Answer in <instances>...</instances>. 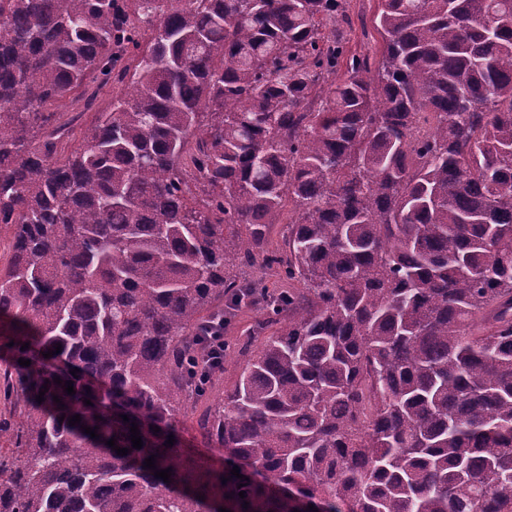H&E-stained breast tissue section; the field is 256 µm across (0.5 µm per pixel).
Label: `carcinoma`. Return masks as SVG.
Wrapping results in <instances>:
<instances>
[{
  "instance_id": "cac0c4a2",
  "label": "carcinoma",
  "mask_w": 512,
  "mask_h": 512,
  "mask_svg": "<svg viewBox=\"0 0 512 512\" xmlns=\"http://www.w3.org/2000/svg\"><path fill=\"white\" fill-rule=\"evenodd\" d=\"M340 20L0 0V512H512V0H378L372 56ZM90 82L121 92L68 150L53 108ZM243 306L197 418L227 466L181 461ZM258 313L253 308H242L234 312L224 325V334L213 336V341L205 351L203 359L206 363H217L224 354V340L235 342L240 336H249L248 330L257 319Z\"/></svg>"
}]
</instances>
